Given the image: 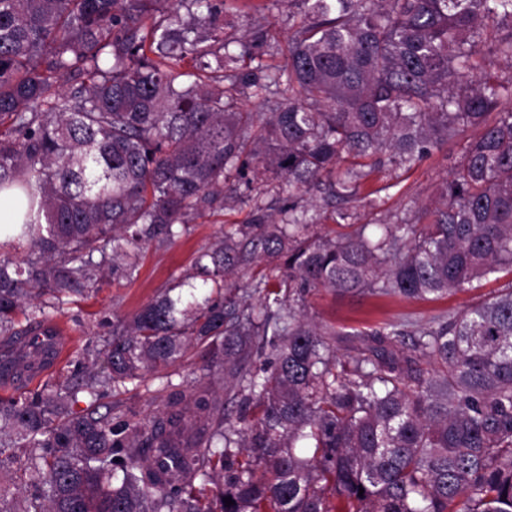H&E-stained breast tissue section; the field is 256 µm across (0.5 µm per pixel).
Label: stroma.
Returning a JSON list of instances; mask_svg holds the SVG:
<instances>
[{"label": "stroma", "instance_id": "35a3bbf8", "mask_svg": "<svg viewBox=\"0 0 512 512\" xmlns=\"http://www.w3.org/2000/svg\"><path fill=\"white\" fill-rule=\"evenodd\" d=\"M223 8L225 41L236 40L257 25H266L277 45L263 48L261 62L270 68L284 65V47L293 35L294 24L302 11L299 0H224ZM476 134V129L466 130L456 142L433 148L411 169L372 172L363 180L357 199L345 204L353 223L392 224L400 217L416 219L421 206L436 201L438 189L458 161L463 146ZM250 218V206L228 204L223 215L207 214L197 218L169 247L142 254L136 276L109 275L88 297L67 299L55 315L56 323L64 326L70 341L61 364L46 372L44 379L27 376L21 386L33 391L45 379L65 383L75 360L87 348L109 336V322L132 315L163 292L172 278L189 271L198 250L219 236L223 225L245 224ZM502 285V280L491 277L478 289L433 300L368 293L340 295L320 289L308 295L306 312L322 324H332L347 331L363 330L386 322L426 320L458 310Z\"/></svg>", "mask_w": 512, "mask_h": 512}]
</instances>
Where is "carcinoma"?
Segmentation results:
<instances>
[{
  "instance_id": "carcinoma-1",
  "label": "carcinoma",
  "mask_w": 512,
  "mask_h": 512,
  "mask_svg": "<svg viewBox=\"0 0 512 512\" xmlns=\"http://www.w3.org/2000/svg\"><path fill=\"white\" fill-rule=\"evenodd\" d=\"M298 2L285 64L263 71L242 62L265 32L229 49L219 0H0V191L19 190L22 215L0 224V378L31 367L28 335L53 323L38 307L15 329L32 295L132 276L143 252L224 210L232 175L252 205V223L224 227L65 384L0 397V477L15 488L0 486V512H512V281L369 331L302 309L313 288L423 299L512 275V75L472 62L484 46L512 61V0ZM282 84L271 111L236 110ZM470 127L420 223L311 233L315 193L353 200L379 155L410 169ZM268 174L277 218L254 187ZM259 261L282 274L250 278L254 308L234 278ZM189 356L205 374L173 383ZM149 374L162 413L102 402Z\"/></svg>"
}]
</instances>
